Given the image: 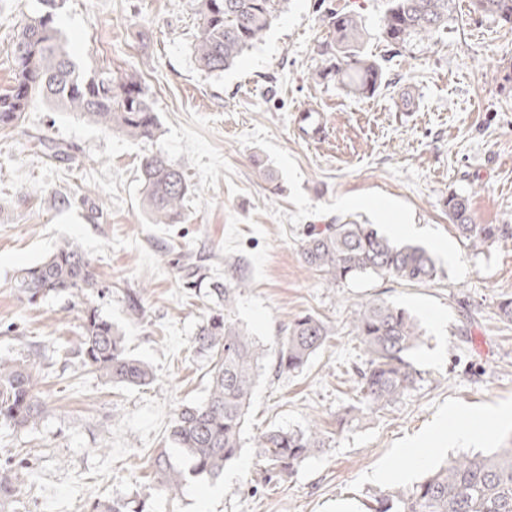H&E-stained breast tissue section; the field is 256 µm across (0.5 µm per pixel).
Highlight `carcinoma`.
<instances>
[{"label":"carcinoma","instance_id":"1","mask_svg":"<svg viewBox=\"0 0 512 512\" xmlns=\"http://www.w3.org/2000/svg\"><path fill=\"white\" fill-rule=\"evenodd\" d=\"M44 9L28 18L13 41L14 77L0 91V129L19 124L37 100L73 112L106 131L136 141H154L161 125L146 88L133 70L87 75L71 59L55 23L61 0H42ZM285 0H198L201 32L194 59L208 73H221L257 44L277 18ZM453 0H387L380 34L392 46L405 47L448 26ZM474 14L512 25V0H471ZM328 24L334 38L336 64L315 71L314 79L336 77L350 93L373 95L384 72L375 60L359 54L365 34L360 16L332 11ZM143 209L153 224L181 222L189 183L182 167L164 154L140 159ZM448 218L461 237L478 247L512 237L508 224H476L469 199L450 194ZM300 254L311 269L336 285L365 276H388L409 284L436 278L433 255L423 247L398 245L374 224H327L309 229L300 241ZM185 284L206 289L218 310L196 334L198 348L210 354L212 369L206 397L179 407L169 438L191 461L187 470L174 466L166 451L153 465L166 494L177 496L192 478H215L240 449L250 399L263 357L260 344L229 315L245 281L219 283L193 261L184 266ZM14 288L33 304L50 295H68L82 306V333L77 355L90 371L117 385L145 386L154 380L152 368L131 356L123 336L93 303L99 281L93 261L75 240L63 241L43 261L21 267ZM351 333L368 356L354 379L357 403L370 412L400 400L421 381L409 359L423 336L416 318L406 309L370 300L354 312ZM330 335L328 325L306 313L289 321L276 350V371L302 369ZM43 375L36 361L0 360V425L29 428L45 414L40 388ZM258 462L274 476L292 474L320 448L322 433L314 428L271 427L260 435ZM23 464L0 465V512L15 502L27 484ZM369 512H512V447L492 452L462 453L447 460L423 480L397 488L366 504ZM88 512H128L127 503L96 499Z\"/></svg>","mask_w":512,"mask_h":512}]
</instances>
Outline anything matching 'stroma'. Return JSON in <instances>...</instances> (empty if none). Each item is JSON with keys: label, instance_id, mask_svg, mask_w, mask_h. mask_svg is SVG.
Wrapping results in <instances>:
<instances>
[{"label": "stroma", "instance_id": "35a3bbf8", "mask_svg": "<svg viewBox=\"0 0 512 512\" xmlns=\"http://www.w3.org/2000/svg\"><path fill=\"white\" fill-rule=\"evenodd\" d=\"M386 0H287L261 41L220 74L200 70L196 0H65L58 23L86 73L136 71L154 102L156 148L191 185L179 224L149 223L141 207L135 144L69 112L37 104L0 130V359L34 356L47 412L33 428L0 427V464L28 463L30 482L12 512H87L97 498L131 512H365L389 491L369 473L448 408L466 432L512 404V240L473 247L448 219L449 194L468 197L475 223L512 225V27L454 0L445 30L398 49L383 41ZM366 25L361 49L386 80L375 95L315 80L332 38L329 9ZM41 0H0V91L13 77L12 39ZM327 115L326 139L306 143L299 109ZM393 201L418 232L404 237L392 212L343 208L348 198ZM366 222L395 242L428 249L439 277L427 284L367 276L331 285L303 263L309 226ZM80 243L101 284L96 305L128 352L155 375L115 385L76 354L80 305L61 295L37 304L13 286L19 268ZM219 280L244 279L231 316L267 350L238 457L221 477L193 479L176 498L162 490L153 456L188 458L168 432L175 409L207 395L210 359L194 338L213 305L187 290L183 252ZM144 313L132 315L128 294ZM409 310L424 334L410 359L419 384L378 412H354L352 378L366 355L351 334L360 304ZM310 312L331 329L302 371L276 375V343L288 320ZM317 427L327 446L292 475L269 477L257 461L267 428Z\"/></svg>", "mask_w": 512, "mask_h": 512}]
</instances>
